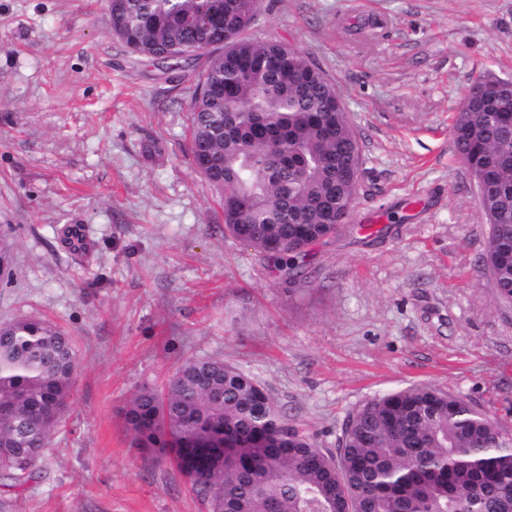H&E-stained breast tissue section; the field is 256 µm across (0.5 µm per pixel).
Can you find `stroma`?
<instances>
[{"instance_id":"obj_1","label":"stroma","mask_w":512,"mask_h":512,"mask_svg":"<svg viewBox=\"0 0 512 512\" xmlns=\"http://www.w3.org/2000/svg\"><path fill=\"white\" fill-rule=\"evenodd\" d=\"M260 0L253 37L335 85L360 147L354 206L284 281L224 233L189 105L210 54L128 51L106 0H0V324L74 344L69 407L0 512H208L131 444L120 411L181 359L254 373L319 447L375 396L434 386L512 430V308L480 266L488 227L452 134L468 86L512 76V0ZM79 226L84 246L62 231Z\"/></svg>"}]
</instances>
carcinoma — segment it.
I'll list each match as a JSON object with an SVG mask.
<instances>
[{
	"label": "carcinoma",
	"instance_id": "cac0c4a2",
	"mask_svg": "<svg viewBox=\"0 0 512 512\" xmlns=\"http://www.w3.org/2000/svg\"><path fill=\"white\" fill-rule=\"evenodd\" d=\"M258 0H112L131 53L176 63L215 56L190 105L189 150L221 194L224 232L307 278L356 199L361 157L335 85L299 50L249 29ZM494 102L468 100L452 124L488 226L481 266L512 307V79ZM78 367L68 336L35 319L0 326V473L20 487L43 461ZM137 447L170 458L210 512H512V442L459 394L413 386L352 412L336 450L291 422L251 373L186 358L163 391L122 412Z\"/></svg>",
	"mask_w": 512,
	"mask_h": 512
}]
</instances>
